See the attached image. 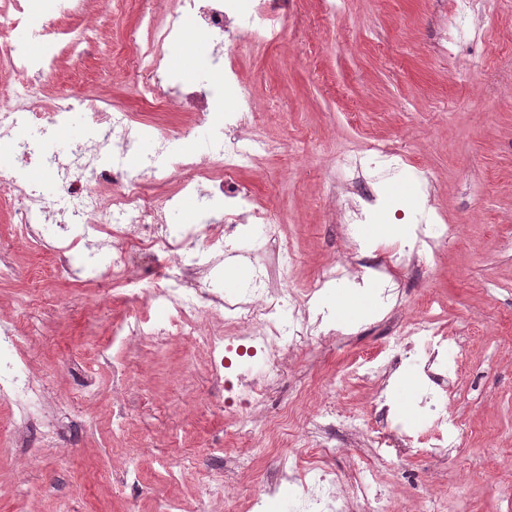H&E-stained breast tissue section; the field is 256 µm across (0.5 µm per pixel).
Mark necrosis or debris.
I'll return each instance as SVG.
<instances>
[{"label": "necrosis or debris", "mask_w": 512, "mask_h": 512, "mask_svg": "<svg viewBox=\"0 0 512 512\" xmlns=\"http://www.w3.org/2000/svg\"><path fill=\"white\" fill-rule=\"evenodd\" d=\"M183 9L172 14L163 26L162 42L177 41L181 23L192 20L207 33L216 50L205 58L210 73L223 74L225 89L204 82L193 87L173 81L153 55L146 66L144 87L181 108L202 103L203 121L213 128L205 155L187 152L181 135L161 132L155 135L156 151L140 157L141 173L129 165L132 145L144 135L141 122L125 107L102 106L88 110L85 99L63 97L47 110L14 104L11 96L0 97V139L11 141L12 157L0 161V192L14 203L16 222L13 234L19 242L41 251H50L54 263L75 265L79 277L109 285H126L133 277L125 242H137L152 256H163L160 282L154 285L147 303L163 308L162 318L153 319L143 311H133L112 332L113 342H165L187 339L201 345L209 354L207 372L212 381L224 386L227 407L242 413L257 409L264 395L283 374V351L296 345L301 336L298 312L301 304L288 290L268 294L267 277L258 271L240 291L224 293L214 279L215 270L224 264V239L210 224H171L166 212L173 195H149L150 186L177 180L179 190L198 194L199 207L209 211L213 202L228 201L244 208L258 228L260 237L277 239L279 227L270 213L241 190H225L231 174L252 163L255 149L242 145L238 128L225 127L228 112L247 114L250 101L237 89L236 72L222 46L226 37L253 44H272L286 30L283 0H249L241 8L236 0H181ZM74 0H52L51 11L35 7L31 0H0V78L29 76L30 92H37L53 74L60 43L65 35L54 17L71 15ZM36 31L42 37L38 54H31L20 31ZM83 112L87 145L60 154L56 144L73 112ZM45 172L51 181L43 186L33 181L29 167ZM398 168L393 151L380 148L371 164L361 155L342 151L336 155V169L343 176L350 194L347 209L351 222L363 220L376 203L369 185L371 170L380 176L392 175ZM113 187L108 207H101L99 189ZM59 221L62 239L47 242L44 230L50 221ZM223 314L224 330H206L207 320ZM27 338L17 321L0 319V397L17 405L16 434L20 446L36 439L43 448L55 447L60 430L46 407L42 384L26 369ZM428 320H417L400 341L394 343L392 365L417 356L432 388H444L441 356L447 349ZM314 447L322 455L332 453L337 433L360 434V416L344 414L335 406L319 410L311 421ZM375 467L360 470L358 479L344 491H337L336 479L326 467L310 464L300 471L280 464L268 480L265 496L254 499L253 512H264L266 498L274 497L281 482L296 480L299 492L295 512H341L343 499L372 497V512H388L381 494L373 490Z\"/></svg>", "instance_id": "obj_1"}]
</instances>
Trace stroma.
Listing matches in <instances>:
<instances>
[{
  "label": "stroma",
  "mask_w": 512,
  "mask_h": 512,
  "mask_svg": "<svg viewBox=\"0 0 512 512\" xmlns=\"http://www.w3.org/2000/svg\"><path fill=\"white\" fill-rule=\"evenodd\" d=\"M453 7L454 0H336L331 11L325 0H288L280 42H235L239 83L252 102L248 130L271 150L234 178L280 233L265 245L254 225H238L225 240L221 286L240 288L254 266H273L286 245L295 262L270 285L315 290L314 319L382 275L398 301L370 297L367 310L338 321L335 340L314 338L286 352L267 410L299 397L309 413L333 402L361 414L362 435L337 441L328 459L342 486L372 464L386 427L413 428L416 444L391 449L379 468L378 489L395 512H419L427 502L434 512H512V0H494L462 38L446 26ZM177 9V0H87L69 22L84 30L83 42L61 43L59 70L32 107H49L63 94L116 103L142 122L185 133V147L195 149L206 132L197 111L145 102L133 93L143 73L111 66L113 53L158 45L143 16L159 21ZM163 52L183 83L200 76L205 49L188 33ZM378 146L398 153L403 167L376 184V218L346 227L341 211L349 195L333 159ZM420 202L451 235L410 261L404 242ZM13 222L10 204L0 200V252L12 254L17 267L0 281V315L19 318L30 336L31 371L45 381L50 411L64 417L59 447L30 448L20 458L6 445L14 409L0 400V512H15L22 502L30 512H160L169 501L196 512L198 487L212 480L226 491L217 512H246L277 457L257 454L252 470L237 467L236 454L254 451L260 429L225 411V392L210 380L204 350L176 339L125 347L132 384L120 399L128 420L113 419L112 367L92 354L135 300L127 288L107 292L49 267L44 255L16 244ZM357 254L373 262L360 281L322 285ZM41 266L46 275L33 276ZM431 311L454 364L446 403L459 431L444 454L427 444L432 423L418 405L420 391L410 394L411 413L400 406L401 386L419 379L414 359L384 378L354 373L361 364H386V342ZM382 395L394 404L385 420L375 412ZM217 448L224 451L220 470L212 461ZM184 453L191 465L162 467ZM130 462L143 488L123 487Z\"/></svg>",
  "instance_id": "obj_1"
}]
</instances>
